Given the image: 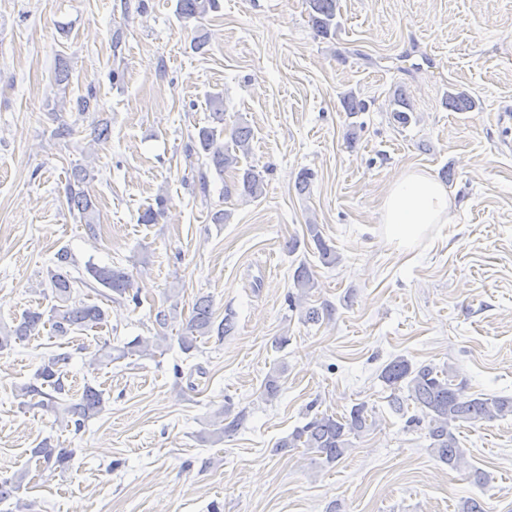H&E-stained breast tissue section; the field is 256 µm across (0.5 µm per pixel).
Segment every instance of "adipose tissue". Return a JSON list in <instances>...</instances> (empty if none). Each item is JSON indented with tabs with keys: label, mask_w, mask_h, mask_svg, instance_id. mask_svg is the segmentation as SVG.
<instances>
[{
	"label": "adipose tissue",
	"mask_w": 512,
	"mask_h": 512,
	"mask_svg": "<svg viewBox=\"0 0 512 512\" xmlns=\"http://www.w3.org/2000/svg\"><path fill=\"white\" fill-rule=\"evenodd\" d=\"M453 218L447 189L425 172H402L386 190L381 223L388 244L405 250L414 246L435 224Z\"/></svg>",
	"instance_id": "adipose-tissue-1"
}]
</instances>
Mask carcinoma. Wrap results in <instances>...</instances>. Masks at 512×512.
<instances>
[{"label":"carcinoma","instance_id":"cac0c4a2","mask_svg":"<svg viewBox=\"0 0 512 512\" xmlns=\"http://www.w3.org/2000/svg\"><path fill=\"white\" fill-rule=\"evenodd\" d=\"M308 18L315 36L328 38L336 34L337 0H306ZM219 8V0H176L175 12L188 22L201 20ZM71 80V71L64 62L60 63L52 79V90L58 94L57 106L83 117L99 109L96 88L90 86L86 92L67 98V89ZM209 116L207 124L196 128L185 147L187 155L197 154L206 157V169L199 171L198 182L202 191L208 188V171L214 170L222 176L233 170L236 178L232 185L224 186V194L234 193L243 198L257 200L263 196L265 183L260 172L252 165L241 166V158L251 153L253 133L250 127L238 124L231 128L224 125V99L218 94L207 99ZM392 120L405 126L411 122L410 105L402 98L393 100ZM229 133L230 143H223L224 133ZM111 127L105 120H97L90 125L89 137L95 144L110 139ZM95 175L93 169L75 165L71 168L64 193L71 211L78 213L79 220L88 229L98 223L99 209L96 199L86 189ZM167 198L159 195L155 205L145 208L139 215L141 224H157L165 216ZM307 230L316 246L318 257L325 266L336 264V251L322 238L316 224L307 225ZM70 256L62 251L56 254L53 267L47 271L48 286L54 304L49 311L28 310L22 314L13 326L0 327V351L10 350L15 344H21L40 335L44 329L54 336H67L76 330L97 328L104 324L107 311L96 302H76L72 293L77 287H84L96 293L107 302L131 300L139 304L138 293L133 291L131 275L119 266H99L89 263L86 274L75 277L69 270ZM294 286L297 295L290 296L291 306H296L308 291L314 287V279L306 264H300L294 272ZM334 309L325 304L320 308L309 307L304 311V321L317 323L332 318ZM235 330V323L224 318L216 321L210 300L204 296L196 299L191 317L178 332L180 348L190 352L196 348L198 339L215 336L223 339ZM156 347L151 340L137 337L119 350L118 358L146 356ZM70 355L56 354L43 363L34 374V381L20 388V396L29 397L27 405L61 413L70 417L76 429L84 427L85 422L102 410V393L94 387L85 386L79 399L66 401L59 398L65 391L63 376L69 365ZM453 370L450 367L439 368L432 364L412 365L403 357H396L382 369V381L395 391L391 398V408L404 412V403L409 401L421 412L409 422L416 425L427 422V438L432 455L451 470H460L466 466L464 452L460 446L456 430L461 425L471 427L487 422L512 417V397L488 395L463 400L460 388L453 384ZM375 424L373 410L366 403L353 405L350 411L340 417L326 413L316 414L303 427L295 430L288 439L282 441V448L303 447L317 454L322 463L332 465L340 460L352 448L351 438L369 431ZM38 464L54 470L69 466L72 452L66 448H53L47 444L34 450ZM28 469H21L9 477H0V504L17 497L26 485Z\"/></svg>","mask_w":512,"mask_h":512}]
</instances>
